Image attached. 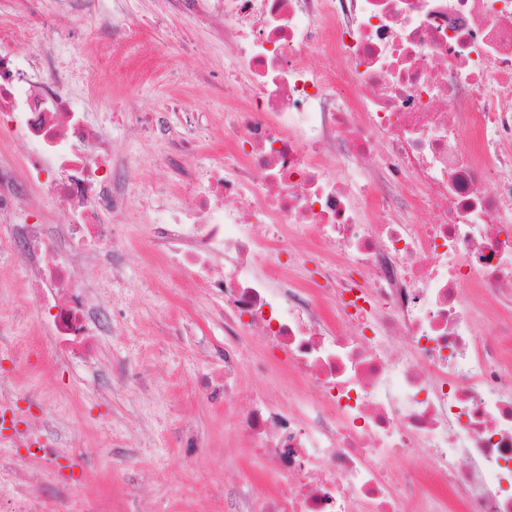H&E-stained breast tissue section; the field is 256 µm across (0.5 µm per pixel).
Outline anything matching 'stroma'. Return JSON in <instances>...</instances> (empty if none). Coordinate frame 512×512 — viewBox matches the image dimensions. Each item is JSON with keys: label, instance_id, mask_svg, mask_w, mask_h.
Listing matches in <instances>:
<instances>
[{"label": "stroma", "instance_id": "35a3bbf8", "mask_svg": "<svg viewBox=\"0 0 512 512\" xmlns=\"http://www.w3.org/2000/svg\"><path fill=\"white\" fill-rule=\"evenodd\" d=\"M8 11L27 23L57 30L58 0H6ZM115 10L135 12L143 37L128 43L122 32L84 17L70 42L92 40L98 51H111L112 67L171 57L178 39L189 36L193 51L182 64V78L153 75L142 85L127 86L101 75L97 58H86L97 73L94 87L77 86L81 108L90 113L166 111L179 104L203 117L205 139L193 160L170 154L160 135L139 141L142 154L165 155L150 179L182 195L184 183L205 169L214 147L224 143V101L210 84L224 64V41L204 22L172 15L159 17L165 0H106ZM127 246L118 261L78 264L73 284L119 274L112 303L103 307L113 331L100 337L93 362L60 368L48 336L30 303L31 278L25 263L0 249V394L24 398L37 428L68 466L50 474L34 459L26 473L40 477L32 494L42 512H248L262 484L265 464L249 449L232 417L198 396L193 384L201 373L224 364V320L213 298L178 285L153 247L146 224L124 227ZM249 359L266 361L264 375H244L238 382L241 402L263 392L296 403L283 375L284 361L269 356L256 336L241 338Z\"/></svg>", "mask_w": 512, "mask_h": 512}]
</instances>
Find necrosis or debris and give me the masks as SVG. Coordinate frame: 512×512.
<instances>
[{
	"instance_id": "4bbe7bcc",
	"label": "necrosis or debris",
	"mask_w": 512,
	"mask_h": 512,
	"mask_svg": "<svg viewBox=\"0 0 512 512\" xmlns=\"http://www.w3.org/2000/svg\"><path fill=\"white\" fill-rule=\"evenodd\" d=\"M227 49L224 125L195 200L139 184L116 128L169 132L158 112L82 111L84 79L37 27L0 16V248L35 260L32 303L52 351L84 362L101 328L76 256L125 245L130 212L168 266L221 300L224 333L254 329L284 353L291 407L257 394V363L224 352L198 378L234 411L275 490L252 512H512V0H185ZM45 50L22 57L15 44ZM411 209L396 216L394 201ZM432 205L433 219L414 214ZM66 247L47 229L58 213ZM499 322L479 327L485 306ZM27 458L59 470L41 437ZM402 469H394L395 461Z\"/></svg>"
}]
</instances>
